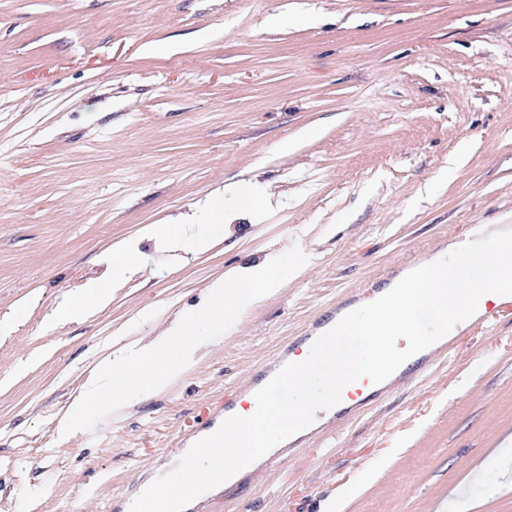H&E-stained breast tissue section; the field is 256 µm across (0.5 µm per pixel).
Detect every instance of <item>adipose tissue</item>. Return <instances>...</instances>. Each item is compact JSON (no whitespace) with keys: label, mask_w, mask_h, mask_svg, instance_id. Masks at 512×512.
<instances>
[{"label":"adipose tissue","mask_w":512,"mask_h":512,"mask_svg":"<svg viewBox=\"0 0 512 512\" xmlns=\"http://www.w3.org/2000/svg\"><path fill=\"white\" fill-rule=\"evenodd\" d=\"M268 196L267 187L256 183L233 185L207 200L208 223L199 224L188 215L169 224L149 225L145 234L168 254L188 250L205 253L223 240L225 225L232 223L238 213L254 210ZM104 261L105 275L87 281L60 304L47 318L46 329L94 315L111 302L113 288L148 264L133 241L114 244ZM292 271V263L282 260L231 271L210 282L202 301L179 311L158 336L133 340L120 351L101 356L58 422L57 437L70 440L90 418H111L129 402L170 388L197 362L204 345L223 336L225 314L241 315L257 307L283 286Z\"/></svg>","instance_id":"obj_1"}]
</instances>
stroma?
Segmentation results:
<instances>
[{
	"label": "stroma",
	"mask_w": 512,
	"mask_h": 512,
	"mask_svg": "<svg viewBox=\"0 0 512 512\" xmlns=\"http://www.w3.org/2000/svg\"><path fill=\"white\" fill-rule=\"evenodd\" d=\"M254 175L280 188L278 210L155 261L145 226ZM501 217L512 0H0V317L28 306L0 335V512H112L307 322ZM124 239L153 264L45 331ZM277 250L305 254L303 272L225 322L173 388L57 440L104 349ZM197 512H512V311Z\"/></svg>",
	"instance_id": "obj_1"
}]
</instances>
